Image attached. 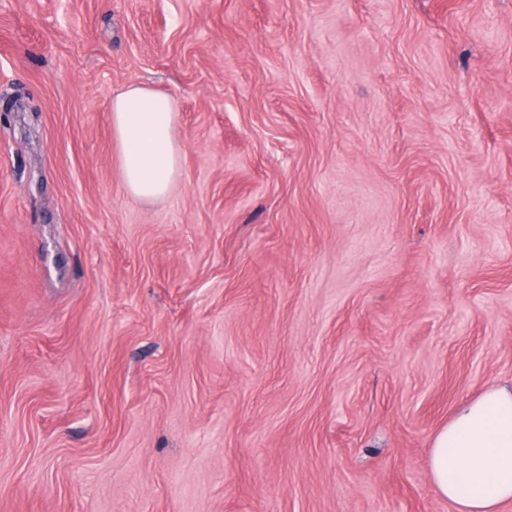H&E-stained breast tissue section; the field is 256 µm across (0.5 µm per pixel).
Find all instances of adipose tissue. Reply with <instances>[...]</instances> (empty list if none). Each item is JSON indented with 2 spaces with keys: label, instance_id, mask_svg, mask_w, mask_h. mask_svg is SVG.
Instances as JSON below:
<instances>
[{
  "label": "adipose tissue",
  "instance_id": "adipose-tissue-1",
  "mask_svg": "<svg viewBox=\"0 0 512 512\" xmlns=\"http://www.w3.org/2000/svg\"><path fill=\"white\" fill-rule=\"evenodd\" d=\"M112 136L124 186L142 199L167 196L180 168L171 97L141 83L118 90ZM434 493L456 512H500L512 500V386H492L459 407L433 435Z\"/></svg>",
  "mask_w": 512,
  "mask_h": 512
}]
</instances>
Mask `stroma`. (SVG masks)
Here are the masks:
<instances>
[{"mask_svg": "<svg viewBox=\"0 0 512 512\" xmlns=\"http://www.w3.org/2000/svg\"><path fill=\"white\" fill-rule=\"evenodd\" d=\"M510 382L512 0H0V512H455ZM110 121L127 192L142 199L167 196L182 156L171 97L141 83L129 84L112 97ZM433 492L456 512H500L512 500V386H491L433 435Z\"/></svg>", "mask_w": 512, "mask_h": 512, "instance_id": "obj_1", "label": "stroma"}]
</instances>
